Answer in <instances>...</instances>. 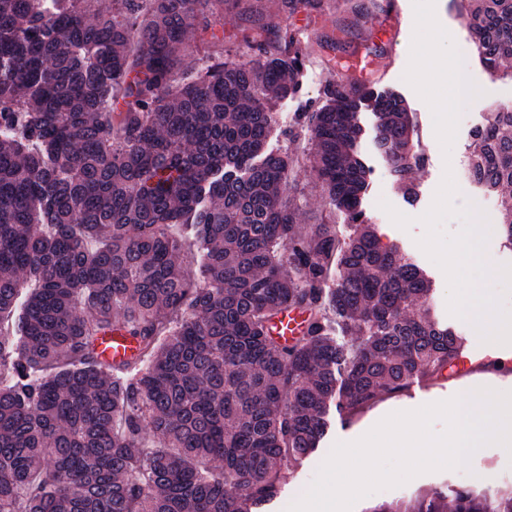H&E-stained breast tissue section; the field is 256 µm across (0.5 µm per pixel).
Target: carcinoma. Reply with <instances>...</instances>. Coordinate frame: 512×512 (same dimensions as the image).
<instances>
[{"instance_id": "obj_1", "label": "carcinoma", "mask_w": 512, "mask_h": 512, "mask_svg": "<svg viewBox=\"0 0 512 512\" xmlns=\"http://www.w3.org/2000/svg\"><path fill=\"white\" fill-rule=\"evenodd\" d=\"M232 0H0V512H265L315 454L332 412L441 377L462 337L423 269L370 224L339 242L279 189L307 167L360 209L359 109L394 184L414 195L403 100L329 77L292 118L306 155L273 153L276 104L305 50L243 8L248 59L177 79L190 31ZM286 20L323 0H270ZM487 70L512 60V0H460ZM467 169L500 198L512 244V108L490 107ZM195 252L199 278L181 266ZM309 312L282 344L269 319ZM139 355L114 365L96 338ZM369 512H512V488L435 490ZM136 348V340L123 332H112V335L103 336L98 345V351L102 357L112 362L129 358Z\"/></svg>"}]
</instances>
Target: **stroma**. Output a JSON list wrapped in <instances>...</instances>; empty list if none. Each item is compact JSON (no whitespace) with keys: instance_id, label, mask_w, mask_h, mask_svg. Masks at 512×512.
<instances>
[{"instance_id":"35a3bbf8","label":"stroma","mask_w":512,"mask_h":512,"mask_svg":"<svg viewBox=\"0 0 512 512\" xmlns=\"http://www.w3.org/2000/svg\"><path fill=\"white\" fill-rule=\"evenodd\" d=\"M306 47L308 57L303 70V89L301 96L291 97L279 102L276 107L282 122H289L294 112L300 111L304 104L319 103L322 91L330 73L321 62L322 51L318 46L319 39L324 35H336L342 48L336 54L338 66L335 73L345 82H355V74L349 64L354 57H370L386 59L388 46L376 38L375 32L363 18L354 16L348 10L346 0H326L325 12L316 18L298 17L292 26ZM414 33V10L406 8L405 21L402 26V39L405 44L401 49V57L397 62L396 71L389 88L394 89L402 97L410 111L413 112L417 125L418 145L422 152L427 153L425 164L414 173L417 185L415 202H408L394 187L389 175L388 165L375 143V119L371 111L360 114L362 134L358 141V151L371 170L368 190L362 201V210L376 231L381 232L382 242L397 245L403 255L420 265L433 282V294L430 304L435 313L449 325L454 326L465 338L463 360L471 364L481 360L487 347L473 325L466 320L451 316L447 309V280L443 271L434 264L418 247L416 240L425 233L420 223V216L430 207L434 194L440 185L445 168H452L455 177H462L465 165V154L470 134L466 127H459L451 154H443L436 137L432 112L427 103L404 79L409 64V44ZM468 75L481 89L480 97L473 99L472 110L477 115H484L486 109L499 100L512 97V78L495 77L484 68L478 54L469 58ZM387 200L401 213L412 217L413 222L408 229H395L391 234H384L383 229L389 224L388 215L379 208V200ZM467 382L465 373H446L439 378H427L414 384L404 392L392 395L393 403L402 405L409 410L421 406L444 401L456 396L460 386ZM376 408H368L353 416L348 421L333 419L329 433L323 443L322 451L305 460L290 481L282 488L279 498L273 503L271 512H287L289 506L299 499L314 479L319 467L326 460L329 450L335 443L352 442L366 434L368 426L376 416ZM470 481L472 489L482 490L486 485H512V455L506 449L488 445L479 449L471 458L468 468L459 470H443L419 474L409 480L405 490L386 488L360 499L353 507V512H369L382 503H397L415 499L434 488L445 491L454 488L457 482Z\"/></svg>"}]
</instances>
